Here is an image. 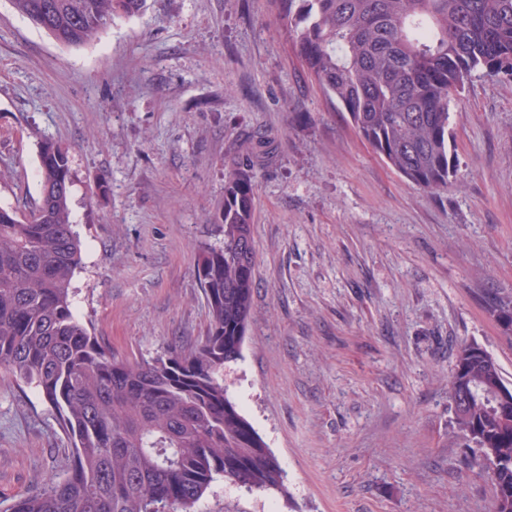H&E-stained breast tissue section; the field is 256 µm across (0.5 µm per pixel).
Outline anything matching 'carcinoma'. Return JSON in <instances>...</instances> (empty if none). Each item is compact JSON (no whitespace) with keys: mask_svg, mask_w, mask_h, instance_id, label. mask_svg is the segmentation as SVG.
<instances>
[{"mask_svg":"<svg viewBox=\"0 0 512 512\" xmlns=\"http://www.w3.org/2000/svg\"><path fill=\"white\" fill-rule=\"evenodd\" d=\"M56 42L95 41L147 0H10ZM296 53L357 132L403 178L448 189L456 169L450 106L473 73L512 74V0H273ZM39 204L0 207V371L34 387L70 442L59 478L3 512H193L215 477L247 491H284L274 454L224 386L242 356L255 283L253 166L224 181V242L200 249L197 279L208 329L191 349L117 357L77 315L71 282L82 243L70 208L68 151L39 149ZM487 312L512 333V298ZM450 383L468 389L451 422L471 465L495 487L492 512H512V404L496 360L457 347Z\"/></svg>","mask_w":512,"mask_h":512,"instance_id":"cac0c4a2","label":"carcinoma"}]
</instances>
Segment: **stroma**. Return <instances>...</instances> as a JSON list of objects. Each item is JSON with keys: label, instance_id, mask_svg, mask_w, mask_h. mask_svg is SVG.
I'll list each match as a JSON object with an SVG mask.
<instances>
[{"label": "stroma", "instance_id": "stroma-1", "mask_svg": "<svg viewBox=\"0 0 512 512\" xmlns=\"http://www.w3.org/2000/svg\"><path fill=\"white\" fill-rule=\"evenodd\" d=\"M457 173L408 183L303 66L272 0H148L67 48L0 0V207L40 197L39 146L70 155L79 316L114 354L208 328L201 246L224 239V176L256 173L254 315L224 383L284 491L216 478L196 512H489L448 384L460 342L512 382L484 297H512V76L452 103ZM68 439L0 372V501L62 476Z\"/></svg>", "mask_w": 512, "mask_h": 512}]
</instances>
